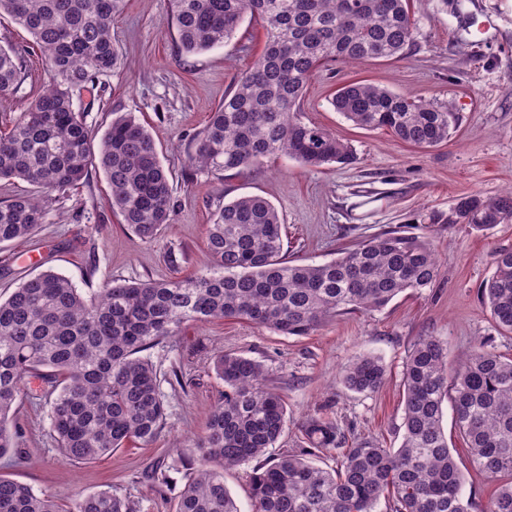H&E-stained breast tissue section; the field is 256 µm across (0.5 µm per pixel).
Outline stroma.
<instances>
[{"instance_id":"35a3bbf8","label":"stroma","mask_w":512,"mask_h":512,"mask_svg":"<svg viewBox=\"0 0 512 512\" xmlns=\"http://www.w3.org/2000/svg\"><path fill=\"white\" fill-rule=\"evenodd\" d=\"M414 39L401 59L359 65L334 63L309 83L300 105L303 121L351 143L349 166L300 165L286 156L221 174L189 168L187 152L222 103L224 93L262 53L261 23L244 19L234 38L195 54L181 52L169 0H125L112 23L119 49L116 68L73 96L87 124L104 133L116 112L134 113L155 139L174 178L175 214L156 240L128 231L108 204L102 171H89L76 189L46 209L38 231L0 245V296L45 270L70 278L83 293L99 292L112 279L162 280L207 272L212 258L205 232L225 202L256 195L283 215L286 256L305 263L335 258L342 247L387 230L426 233L440 260L434 287L402 294L384 309L336 316L311 335L282 336L244 321L186 324L180 335L150 350L160 373L167 419L156 439L134 444L91 463L68 462L50 427L46 384L29 378L17 404L18 448L0 457V475L50 494L71 512L88 494L110 491L136 503L138 512H172L200 451L195 442L224 384L210 364L219 352L260 362L267 382L284 398L288 426L271 456L305 447L303 427L321 417L337 422L348 443L399 444L403 367L414 344L436 336L449 358L477 340L493 338L512 359V339L499 336L479 287L493 271L492 251L512 249V222L479 232L447 224L460 197L495 196L512 187V0H412ZM0 46L25 59L28 78L0 97V116H18L47 80L42 53L31 36L0 18ZM366 81L432 102H452L463 115L446 143L419 148L386 130L354 126L330 105L342 86ZM363 354L382 359L386 382L375 393L347 390L346 366ZM443 428L448 446L473 497L485 512L496 485L473 470L452 411ZM166 474L160 485L157 474Z\"/></svg>"}]
</instances>
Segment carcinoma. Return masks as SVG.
I'll return each mask as SVG.
<instances>
[{"label":"carcinoma","instance_id":"1","mask_svg":"<svg viewBox=\"0 0 512 512\" xmlns=\"http://www.w3.org/2000/svg\"><path fill=\"white\" fill-rule=\"evenodd\" d=\"M186 54L231 39L244 16L261 19V55L225 93L188 155L197 170H239L286 155L305 167L350 164V143L298 115L308 83L330 62L360 64L401 58L413 42L410 0H170ZM124 0H0V15L22 26L45 53L49 83L28 109L0 130V180H20L40 194L0 205V244L24 239L43 222L49 202L101 170L110 205L140 239L150 241L173 220V182L156 143L130 112L113 113L95 138L73 91L113 71L118 50L112 18ZM21 55L0 47V95L26 80ZM331 105L363 129H385L421 148L448 141L460 127L452 104H438L357 82ZM512 220V189L460 198L450 224L483 232ZM283 219L259 196L219 207L206 228L212 268L179 280L107 282L85 296L67 277L43 271L0 300V457L16 445L12 426L26 378L49 384L50 421L60 453L84 464L130 441H153L166 420L160 373L144 352L179 335L190 322L248 321L283 336H308L336 315L385 308L407 291L421 293L439 276L422 234L386 231L344 248L322 264L286 260ZM494 272L481 293L497 331L512 334V249L492 254ZM224 400L198 438L201 461L173 512H240L224 470L247 464L252 512H471L465 478L442 429L443 403L473 468L497 485L485 512H512V360L479 340L454 367L448 345L420 339L404 373L399 447L363 441L348 448L338 424L312 419L310 448L266 457L288 423L282 395L266 384L259 362L220 353L211 363ZM380 358L349 364L343 385L374 393L385 380ZM315 450L336 454V468L315 465ZM0 512H60L46 494L0 476ZM73 512H137L110 491L79 500Z\"/></svg>","mask_w":512,"mask_h":512}]
</instances>
